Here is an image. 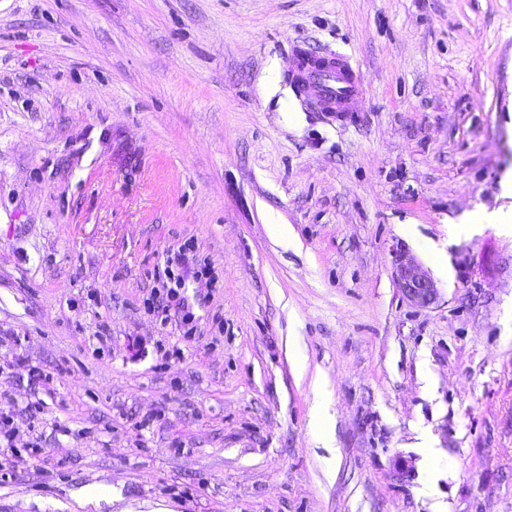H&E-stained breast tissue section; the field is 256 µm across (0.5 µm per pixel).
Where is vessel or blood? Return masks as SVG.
<instances>
[{
    "mask_svg": "<svg viewBox=\"0 0 512 512\" xmlns=\"http://www.w3.org/2000/svg\"><path fill=\"white\" fill-rule=\"evenodd\" d=\"M289 78L297 88L310 94L321 111L335 113L340 119H351L362 84L348 56L320 57L297 50Z\"/></svg>",
    "mask_w": 512,
    "mask_h": 512,
    "instance_id": "obj_1",
    "label": "vessel or blood"
}]
</instances>
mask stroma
<instances>
[{
	"label": "stroma",
	"mask_w": 512,
	"mask_h": 512,
	"mask_svg": "<svg viewBox=\"0 0 512 512\" xmlns=\"http://www.w3.org/2000/svg\"><path fill=\"white\" fill-rule=\"evenodd\" d=\"M298 41L351 55L355 121ZM509 171L512 0H0V512H512V238L448 242ZM289 78L297 88L310 94L322 112H336L339 119H351L362 84L351 60L343 54L320 57L303 49L295 53ZM393 272L404 300L418 308H426L439 298V289L429 272L410 253L398 247L391 250Z\"/></svg>",
	"instance_id": "1"
}]
</instances>
